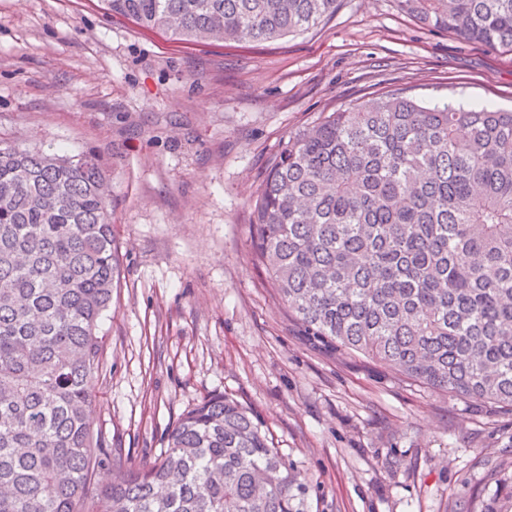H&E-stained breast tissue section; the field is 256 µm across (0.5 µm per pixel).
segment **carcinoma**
<instances>
[{
	"instance_id": "obj_1",
	"label": "carcinoma",
	"mask_w": 512,
	"mask_h": 512,
	"mask_svg": "<svg viewBox=\"0 0 512 512\" xmlns=\"http://www.w3.org/2000/svg\"><path fill=\"white\" fill-rule=\"evenodd\" d=\"M183 42H269L337 0H101ZM429 31L512 48V0H397ZM253 260L306 335L407 380L512 408V109L401 93L288 136L253 207ZM119 259L99 158L0 144V512H83L106 449L87 384ZM307 478L214 394L91 512H304Z\"/></svg>"
}]
</instances>
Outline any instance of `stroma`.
<instances>
[{
	"label": "stroma",
	"mask_w": 512,
	"mask_h": 512,
	"mask_svg": "<svg viewBox=\"0 0 512 512\" xmlns=\"http://www.w3.org/2000/svg\"><path fill=\"white\" fill-rule=\"evenodd\" d=\"M401 93L512 108V50L339 0L264 43H185L101 0H0V141L99 152L119 281L90 424L113 474L152 464L213 393L249 407L309 477L308 512H512V411L436 392L305 336L252 261V207L290 134Z\"/></svg>",
	"instance_id": "1"
}]
</instances>
